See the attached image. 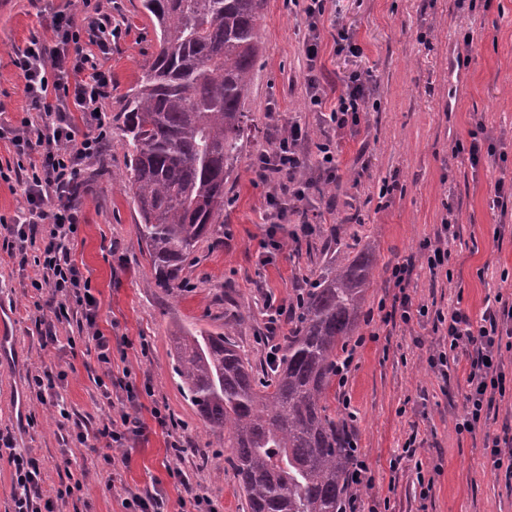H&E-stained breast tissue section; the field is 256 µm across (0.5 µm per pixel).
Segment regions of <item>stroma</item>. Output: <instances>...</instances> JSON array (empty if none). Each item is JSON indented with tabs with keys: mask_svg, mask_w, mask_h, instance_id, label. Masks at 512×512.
I'll return each mask as SVG.
<instances>
[{
	"mask_svg": "<svg viewBox=\"0 0 512 512\" xmlns=\"http://www.w3.org/2000/svg\"><path fill=\"white\" fill-rule=\"evenodd\" d=\"M115 34L97 62L112 74L103 100L107 147L84 163L86 180L76 200L79 226L72 255L98 301V327L112 346V379L131 371L151 392L141 395L142 416L154 405L167 406L188 448L178 459L168 451L167 433L150 422L145 437L130 442L121 459L106 463L91 449L64 442L57 425L58 404L73 423L95 431L118 419L129 405L120 388L104 400L96 384L102 371L94 343L78 321L55 323L50 289L36 291L34 263L19 266L0 248V431L10 433L18 452L36 458L44 474L42 492L55 512H123L126 492L161 491L165 512H179L183 501L204 493L223 512H248L227 462L224 434L208 429L179 386L173 371V332L195 326L214 333L227 318L246 322L235 336L256 363L270 345H285L287 327L266 343L271 304L290 303L303 278H315L325 255L343 258L369 250L374 286L363 307L360 339L350 371L331 410H347L348 427L358 436L367 466L363 512H512V474L493 469L487 436L512 435V350L502 356L509 379L488 418L474 432H460L467 411L468 357L448 349L445 331L435 330L432 311L463 309L480 324L486 307L512 306V205L493 204L495 182L512 170V0H492L490 8L461 9L457 0H329L317 65L326 107H333L350 71H370L377 81L379 106L363 113L360 124L342 133L309 108L302 6L264 0L257 21L260 50L244 110L249 123L240 156L226 185L229 204L221 223L181 273L183 286L169 294L154 285L139 240L138 214L120 179L131 149L123 135L124 97L154 57L158 42L141 0H100ZM0 10V164H15L11 143L27 116L24 81L14 60L32 42L52 44L55 13L73 15L82 39H89L93 7L82 0H10ZM350 28L364 54L354 60L337 54L335 23ZM471 40H464V33ZM462 57L465 76L448 83V62ZM483 121L495 153L471 165L467 154L476 121ZM305 125L307 176L317 177V146L332 141L340 180L332 186L336 205L309 196L301 203L304 221L268 224L270 184L256 179L253 155L272 148L275 127ZM394 191L381 195L383 183ZM454 215L456 237L448 248V274L431 275L418 260L424 241L434 239ZM279 250L266 248L269 239ZM415 260L408 289L414 306H428L427 317L384 323L383 309L395 290L389 276L396 263ZM57 341L43 345L47 325ZM448 354V372L429 365L436 352ZM48 371L52 401L38 402L30 374ZM416 436L413 457L404 444ZM178 467L187 484L170 478ZM84 477L82 491L61 499L58 489ZM432 482L421 497L418 478Z\"/></svg>",
	"mask_w": 512,
	"mask_h": 512,
	"instance_id": "35a3bbf8",
	"label": "stroma"
}]
</instances>
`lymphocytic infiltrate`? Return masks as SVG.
<instances>
[{
	"instance_id": "obj_1",
	"label": "lymphocytic infiltrate",
	"mask_w": 512,
	"mask_h": 512,
	"mask_svg": "<svg viewBox=\"0 0 512 512\" xmlns=\"http://www.w3.org/2000/svg\"><path fill=\"white\" fill-rule=\"evenodd\" d=\"M306 34L303 41L307 64L309 105L312 111L323 109L321 81L317 60L322 35V20L328 0H304ZM55 33L51 47H28L17 55L16 65L25 81V92L33 118L24 120L12 138L18 156L37 155L23 179L24 202L22 221L0 224V241L8 254L26 253L37 247V277L35 290L50 287L57 300L55 317L60 321L80 315L82 325L92 329L96 361L104 376L112 374V352L108 337L97 329L98 303L92 298L88 282L83 278L69 247L78 230L73 206L74 193L82 183L85 160L95 157L103 148L106 114L101 106L112 82L109 71L94 61L80 43V31L73 19L58 15L53 19ZM86 72L87 77L73 81V74ZM370 74L356 69L345 81V89L331 109L329 121L337 131L357 127L361 114L377 107ZM307 133L300 124L289 125L273 149L259 151L252 160V170L261 181H274L275 189L267 198L269 219L274 224L287 223L290 215L298 213L299 205L312 186L301 175L302 149ZM413 262L395 264L390 281L397 290L396 304L387 319L410 321L412 316H426L427 306L413 307L407 289L411 283ZM437 322L447 323L450 349H462L468 355L467 413L458 422V431H473L488 411L496 396L506 392L501 342L512 335V307L486 308L480 325H473L462 309L449 315H437ZM121 389L129 403L130 412L120 422H107L94 434L83 430L70 431L69 436L79 444L95 439L103 442L102 457L112 462L113 450L126 447L129 441L144 435L147 425L137 411L140 391L132 380H125ZM0 447L8 452L13 470V512H54L53 501H44L36 508L35 499L42 498V472L38 461L14 451L10 437L0 435Z\"/></svg>"
}]
</instances>
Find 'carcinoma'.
I'll use <instances>...</instances> for the list:
<instances>
[{
  "label": "carcinoma",
  "mask_w": 512,
  "mask_h": 512,
  "mask_svg": "<svg viewBox=\"0 0 512 512\" xmlns=\"http://www.w3.org/2000/svg\"><path fill=\"white\" fill-rule=\"evenodd\" d=\"M263 2L141 0L159 48L126 95V180L155 284L166 291L180 287L184 263L224 215ZM372 285L365 251L325 265L296 290L283 353L263 366L227 333L172 337L180 386L205 426L224 431L248 512H346L355 440L329 398Z\"/></svg>",
  "instance_id": "carcinoma-1"
}]
</instances>
